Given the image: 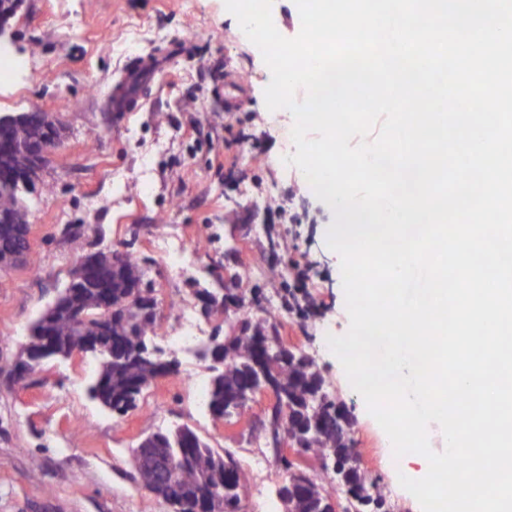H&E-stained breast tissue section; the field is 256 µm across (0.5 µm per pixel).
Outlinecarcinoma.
Listing matches in <instances>:
<instances>
[{"label": "carcinoma", "mask_w": 512, "mask_h": 512, "mask_svg": "<svg viewBox=\"0 0 512 512\" xmlns=\"http://www.w3.org/2000/svg\"><path fill=\"white\" fill-rule=\"evenodd\" d=\"M4 118L9 119L3 126L4 135L17 144L26 143L35 134L41 113L0 115V120ZM4 167L18 174L14 183L0 186V215L7 220L0 223V265H10L15 262V249L23 246L22 237L28 232L25 199L43 186L40 173L28 165L20 152L0 153V169ZM124 246L126 250L117 262L110 250L95 252L97 271L69 281L59 302L31 325L24 346L36 358L23 375V379L33 380L41 372L43 360L37 355L45 340H53L54 356L67 358L85 339L94 338L103 351L89 393L119 417L137 406L146 389L174 373L177 367L175 360L153 354L157 311L131 308V296L152 293L155 288L147 277L148 259L133 250V242L127 241ZM296 264L298 260L284 251L277 254L268 269L271 278L280 283L278 293L284 315L302 321L309 315L310 303H302L290 283ZM215 281L233 289L240 314L233 321L224 318V330H215L199 350L201 356L212 360L206 406L214 418L226 421L245 415L252 386L263 379L273 382L284 398V406L272 425L297 442V456L312 463L334 456L348 468L346 485L351 497L346 503L350 508L343 512H394L380 483L367 480L365 470L351 464L357 456L351 436L353 422L348 418L346 428L336 429V414L342 403L327 393L326 378L318 363L292 348L278 352L277 345L282 343L279 321L261 308L264 288L242 272L235 273L228 284L219 275ZM105 294L112 296V323L107 326L98 309ZM144 441L153 448L164 449L173 459L174 473L163 490V500L174 512H192L198 495L219 486L224 489L220 512H243L247 478L235 458L211 448L188 426L155 431ZM276 465L286 474L278 490L283 512L330 508L336 496L334 486L286 456H276ZM135 479L149 491L157 475L150 467L139 466Z\"/></svg>", "instance_id": "1"}]
</instances>
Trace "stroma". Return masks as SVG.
<instances>
[{
	"label": "stroma",
	"instance_id": "1",
	"mask_svg": "<svg viewBox=\"0 0 512 512\" xmlns=\"http://www.w3.org/2000/svg\"><path fill=\"white\" fill-rule=\"evenodd\" d=\"M237 30L224 0H24L9 22L14 54L36 74L0 84V113H53L64 137L42 174L48 192L28 202L34 263L0 275V512H173L134 479L133 448L161 427L189 426L242 460L252 449L266 400L251 404L247 421L214 419L187 386L211 377L201 357L180 358L120 419L89 395L92 355L46 360L33 383L11 380L30 325L65 288L76 258L129 239L153 260L161 333L177 325L173 302L199 314L191 283L215 288L210 271L223 264L225 245L244 244L260 267L273 244L302 254L318 309L306 323L289 321L290 341L315 356L353 416L356 451H378L379 462L365 468L395 512H417L399 483L405 460H389L376 420L323 346L324 336L350 327L340 259L326 245L333 212L296 167L283 166L295 151L293 116L267 111L270 70ZM151 53L161 68L140 87L138 111H113V82ZM248 186L274 187L277 199L254 207L243 196ZM68 224L85 231L67 235ZM207 234L208 253L170 271L163 245ZM283 481L273 465L249 482L246 512H282Z\"/></svg>",
	"mask_w": 512,
	"mask_h": 512
}]
</instances>
